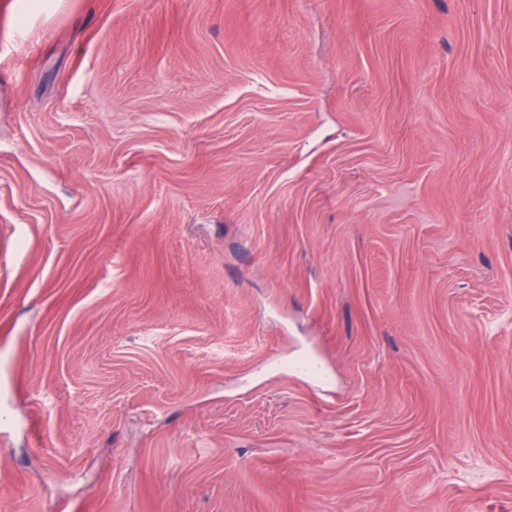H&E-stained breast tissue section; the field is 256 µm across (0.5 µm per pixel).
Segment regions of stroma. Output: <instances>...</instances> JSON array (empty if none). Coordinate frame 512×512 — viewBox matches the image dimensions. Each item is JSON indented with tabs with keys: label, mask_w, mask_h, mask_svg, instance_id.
Returning a JSON list of instances; mask_svg holds the SVG:
<instances>
[{
	"label": "stroma",
	"mask_w": 512,
	"mask_h": 512,
	"mask_svg": "<svg viewBox=\"0 0 512 512\" xmlns=\"http://www.w3.org/2000/svg\"><path fill=\"white\" fill-rule=\"evenodd\" d=\"M0 512H512V0H0Z\"/></svg>",
	"instance_id": "35a3bbf8"
}]
</instances>
